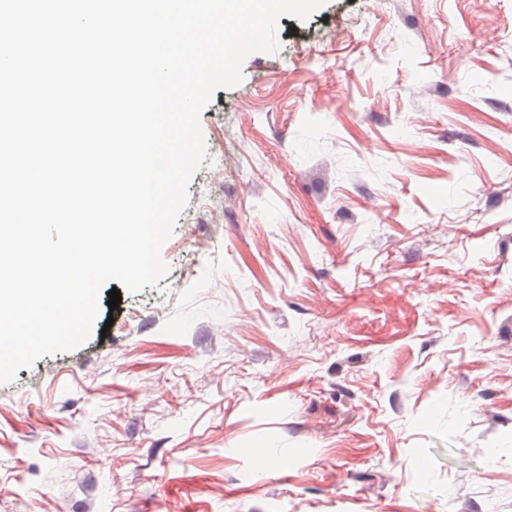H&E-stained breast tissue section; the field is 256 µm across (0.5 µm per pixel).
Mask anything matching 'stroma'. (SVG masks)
Wrapping results in <instances>:
<instances>
[{"mask_svg":"<svg viewBox=\"0 0 512 512\" xmlns=\"http://www.w3.org/2000/svg\"><path fill=\"white\" fill-rule=\"evenodd\" d=\"M278 24L170 274L0 384V512H512V0Z\"/></svg>","mask_w":512,"mask_h":512,"instance_id":"35a3bbf8","label":"stroma"}]
</instances>
